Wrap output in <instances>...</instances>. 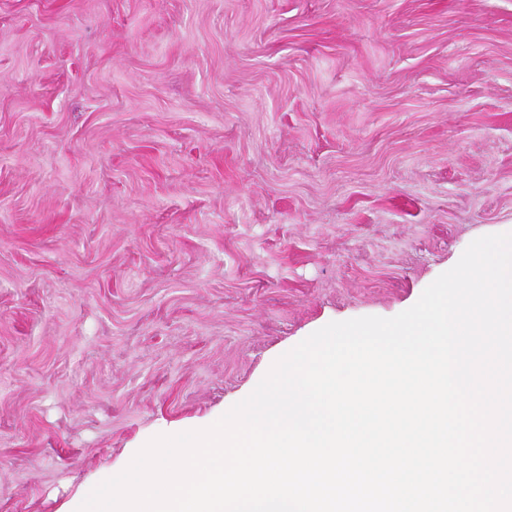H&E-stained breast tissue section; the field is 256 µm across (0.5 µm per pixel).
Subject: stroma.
<instances>
[{
	"label": "stroma",
	"mask_w": 512,
	"mask_h": 512,
	"mask_svg": "<svg viewBox=\"0 0 512 512\" xmlns=\"http://www.w3.org/2000/svg\"><path fill=\"white\" fill-rule=\"evenodd\" d=\"M509 229L512 0H0V512Z\"/></svg>",
	"instance_id": "1"
}]
</instances>
